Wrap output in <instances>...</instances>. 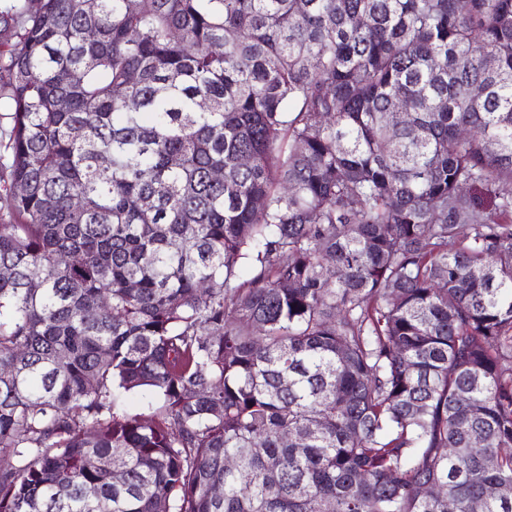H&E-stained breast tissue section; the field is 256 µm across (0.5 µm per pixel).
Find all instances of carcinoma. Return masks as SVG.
<instances>
[{"label":"carcinoma","mask_w":512,"mask_h":512,"mask_svg":"<svg viewBox=\"0 0 512 512\" xmlns=\"http://www.w3.org/2000/svg\"><path fill=\"white\" fill-rule=\"evenodd\" d=\"M2 98L0 512H512V0H13Z\"/></svg>","instance_id":"cac0c4a2"}]
</instances>
